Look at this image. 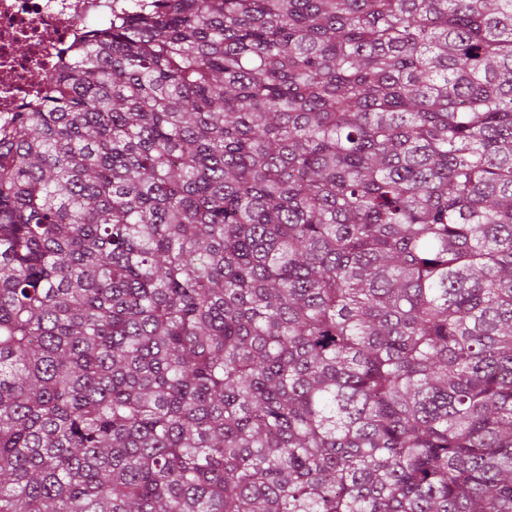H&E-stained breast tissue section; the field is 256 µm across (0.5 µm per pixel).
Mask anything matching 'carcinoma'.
<instances>
[{
  "label": "carcinoma",
  "mask_w": 512,
  "mask_h": 512,
  "mask_svg": "<svg viewBox=\"0 0 512 512\" xmlns=\"http://www.w3.org/2000/svg\"><path fill=\"white\" fill-rule=\"evenodd\" d=\"M0 512H512V0H153L0 137Z\"/></svg>",
  "instance_id": "cac0c4a2"
}]
</instances>
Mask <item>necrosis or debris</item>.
<instances>
[{"label":"necrosis or debris","mask_w":512,"mask_h":512,"mask_svg":"<svg viewBox=\"0 0 512 512\" xmlns=\"http://www.w3.org/2000/svg\"><path fill=\"white\" fill-rule=\"evenodd\" d=\"M131 0H0V129L20 105L36 106L87 24L104 26Z\"/></svg>","instance_id":"necrosis-or-debris-1"}]
</instances>
